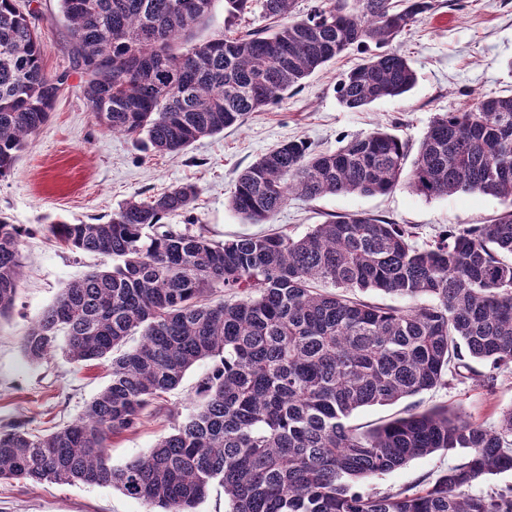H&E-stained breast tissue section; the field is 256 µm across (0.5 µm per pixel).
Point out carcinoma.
<instances>
[{
	"mask_svg": "<svg viewBox=\"0 0 512 512\" xmlns=\"http://www.w3.org/2000/svg\"><path fill=\"white\" fill-rule=\"evenodd\" d=\"M100 126L157 152L179 153L283 100L353 46L379 49L337 83L350 110L398 98L417 76L389 45L434 0H260L270 28L196 39L215 0H59ZM253 0H224L241 18ZM37 16L0 0V177L47 122L68 79L43 64ZM408 142L378 128L333 152L284 143L243 170L230 208L270 224L290 196L389 194L427 200L482 193L506 204L487 224L418 245L402 224L333 215L300 237L215 240L204 226L162 223L189 211L184 184L131 198L104 224H52L60 244L107 259L64 283L27 328L25 357L63 349L73 363L110 362V380L73 422L46 435L19 419L0 427V480L111 487L161 508L194 512L211 487L228 512H512V487L472 488L512 470V408L486 427L446 407L362 431L354 412L445 382L469 356L512 365V94H480L438 112L413 161ZM22 231L0 218V319L15 306ZM404 298L402 306L363 297ZM131 336L136 347H122ZM196 408L146 454L114 466L110 439L135 429L197 362ZM463 461L421 490L357 486L437 451Z\"/></svg>",
	"mask_w": 512,
	"mask_h": 512,
	"instance_id": "1",
	"label": "carcinoma"
}]
</instances>
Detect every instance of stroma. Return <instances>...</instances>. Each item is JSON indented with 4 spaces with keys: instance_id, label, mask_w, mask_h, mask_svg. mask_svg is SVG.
I'll list each match as a JSON object with an SVG mask.
<instances>
[{
    "instance_id": "stroma-1",
    "label": "stroma",
    "mask_w": 512,
    "mask_h": 512,
    "mask_svg": "<svg viewBox=\"0 0 512 512\" xmlns=\"http://www.w3.org/2000/svg\"><path fill=\"white\" fill-rule=\"evenodd\" d=\"M44 64L56 72L70 65L69 35L58 20V0H34ZM417 74L414 88L400 98L376 101L351 111L339 104L336 82L368 58L353 48L306 78L282 102L248 114L241 124L197 140L183 153L161 154L143 142L103 129L78 91L79 73L49 120L34 135L10 176L0 179V216L25 231L24 277L8 320L0 322V426L26 416L34 432L64 425L81 414L109 381L106 365H78L62 353L29 361L21 347L27 327L56 297L63 283L98 268L99 256L76 253L55 242L48 228L57 222L102 223L130 198L146 199L183 184L198 196L191 215H171L173 225L194 222L210 236H238L283 231L301 236L328 214L360 211L397 224L414 226L418 243L430 242L448 229L484 224L503 205L493 196L459 194L428 200L398 189L387 195H337L316 200L290 197L269 224L245 223L228 200L238 175L276 146L302 139L316 151H333L358 135L385 128L418 144L433 116L462 107L474 94L512 92V0H437L431 15L391 44ZM202 360L180 385L164 394L161 411H145L139 426L112 437L113 464L147 453L172 433L169 411L187 417L194 408V387L209 369ZM488 365L469 360L462 374L425 392L387 406L357 412L352 422L370 429L417 410L450 411L493 426L512 408V367L499 370L494 387L480 380ZM177 416V417H178ZM461 458L438 452L360 484L364 493H395L433 483ZM0 512H151L149 505L110 487L0 481Z\"/></svg>"
}]
</instances>
